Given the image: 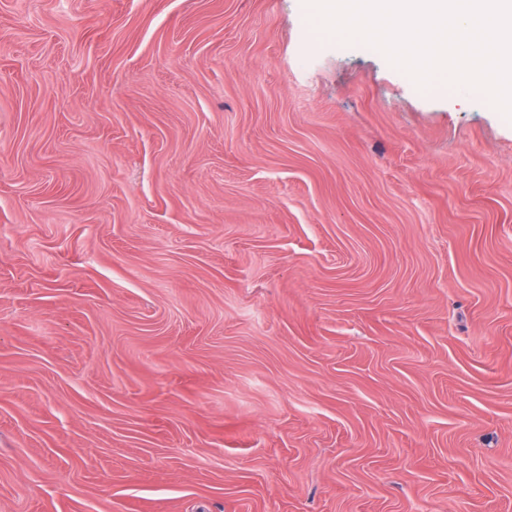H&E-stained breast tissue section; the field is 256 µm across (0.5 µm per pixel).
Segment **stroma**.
I'll use <instances>...</instances> for the list:
<instances>
[{
  "mask_svg": "<svg viewBox=\"0 0 512 512\" xmlns=\"http://www.w3.org/2000/svg\"><path fill=\"white\" fill-rule=\"evenodd\" d=\"M0 512H512V120L303 0H0Z\"/></svg>",
  "mask_w": 512,
  "mask_h": 512,
  "instance_id": "1",
  "label": "stroma"
}]
</instances>
